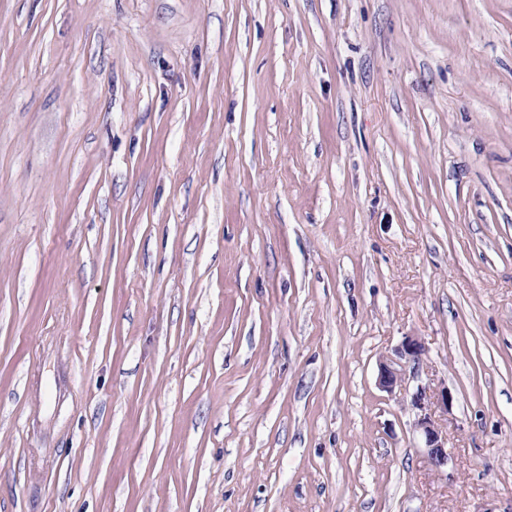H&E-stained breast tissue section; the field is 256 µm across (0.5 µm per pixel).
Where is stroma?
<instances>
[{
  "label": "stroma",
  "instance_id": "obj_1",
  "mask_svg": "<svg viewBox=\"0 0 512 512\" xmlns=\"http://www.w3.org/2000/svg\"><path fill=\"white\" fill-rule=\"evenodd\" d=\"M0 512H512V0H0ZM413 405L420 411L416 427L424 438V447L430 464L440 469L448 462L447 442L435 425L432 414L428 409L427 395L424 389H418L412 397Z\"/></svg>",
  "mask_w": 512,
  "mask_h": 512
}]
</instances>
